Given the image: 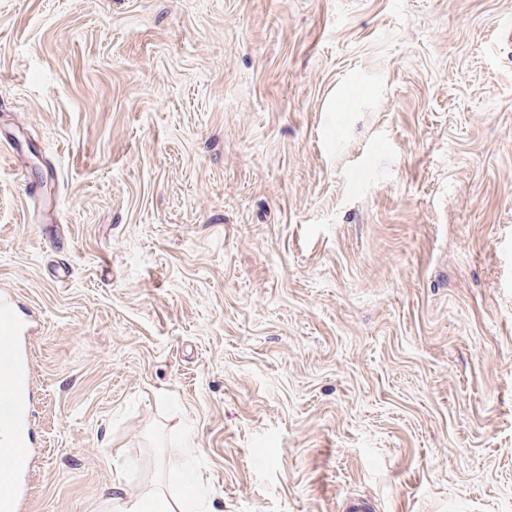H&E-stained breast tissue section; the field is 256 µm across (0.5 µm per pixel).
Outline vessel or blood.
<instances>
[{
    "instance_id": "1",
    "label": "vessel or blood",
    "mask_w": 512,
    "mask_h": 512,
    "mask_svg": "<svg viewBox=\"0 0 512 512\" xmlns=\"http://www.w3.org/2000/svg\"><path fill=\"white\" fill-rule=\"evenodd\" d=\"M38 322L20 316L17 301L0 292V436L11 450L10 467L0 472V512H25L26 476L31 460V398L27 338Z\"/></svg>"
}]
</instances>
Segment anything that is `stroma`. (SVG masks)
Segmentation results:
<instances>
[{
  "label": "stroma",
  "mask_w": 512,
  "mask_h": 512,
  "mask_svg": "<svg viewBox=\"0 0 512 512\" xmlns=\"http://www.w3.org/2000/svg\"><path fill=\"white\" fill-rule=\"evenodd\" d=\"M0 144L27 512H512V0H0ZM120 492L123 490L119 485L112 484L107 502L113 512H200V507L191 492H186L181 498L171 502L156 499H129Z\"/></svg>",
  "instance_id": "1"
}]
</instances>
